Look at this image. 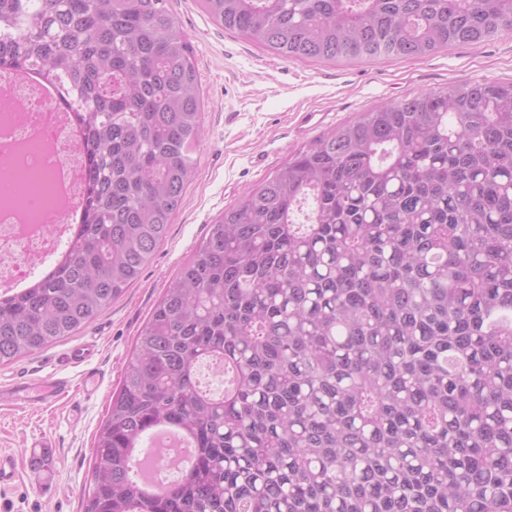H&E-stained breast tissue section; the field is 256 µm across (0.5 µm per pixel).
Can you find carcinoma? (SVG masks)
<instances>
[{
  "label": "carcinoma",
  "mask_w": 512,
  "mask_h": 512,
  "mask_svg": "<svg viewBox=\"0 0 512 512\" xmlns=\"http://www.w3.org/2000/svg\"><path fill=\"white\" fill-rule=\"evenodd\" d=\"M204 7L285 59L512 33V0ZM31 59L75 95L86 186L54 272L0 295V364L139 278L202 132L167 0H0V76ZM204 364L224 393L203 388ZM160 428L193 454L148 492L135 473ZM83 512H512V84L365 112L224 210L136 338Z\"/></svg>",
  "instance_id": "carcinoma-1"
}]
</instances>
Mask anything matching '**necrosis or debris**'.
I'll use <instances>...</instances> for the list:
<instances>
[{"instance_id": "necrosis-or-debris-1", "label": "necrosis or debris", "mask_w": 512, "mask_h": 512, "mask_svg": "<svg viewBox=\"0 0 512 512\" xmlns=\"http://www.w3.org/2000/svg\"><path fill=\"white\" fill-rule=\"evenodd\" d=\"M0 111V170L29 182L30 192L0 194V285L28 280L32 263L56 254V234L71 220L59 190L67 176L83 193L81 142L70 121L57 119V97L35 85L6 82Z\"/></svg>"}]
</instances>
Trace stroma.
I'll return each instance as SVG.
<instances>
[{
  "instance_id": "1",
  "label": "stroma",
  "mask_w": 512,
  "mask_h": 512,
  "mask_svg": "<svg viewBox=\"0 0 512 512\" xmlns=\"http://www.w3.org/2000/svg\"><path fill=\"white\" fill-rule=\"evenodd\" d=\"M190 41L200 82L202 135L198 167L166 240L139 279L75 336L21 360L0 364V385L16 379L69 377L73 386L49 406L0 403V450L23 457L17 482L0 491V512H82L93 467L94 436L121 383L135 339L193 249L224 209L306 149L360 113L420 93L474 80L512 82V34L423 58L372 61L284 59L217 24L201 0H168ZM317 113L314 127L302 123ZM90 343L93 358L71 362V348ZM101 381L93 395L80 383L88 371ZM50 455L34 465L32 445Z\"/></svg>"
}]
</instances>
